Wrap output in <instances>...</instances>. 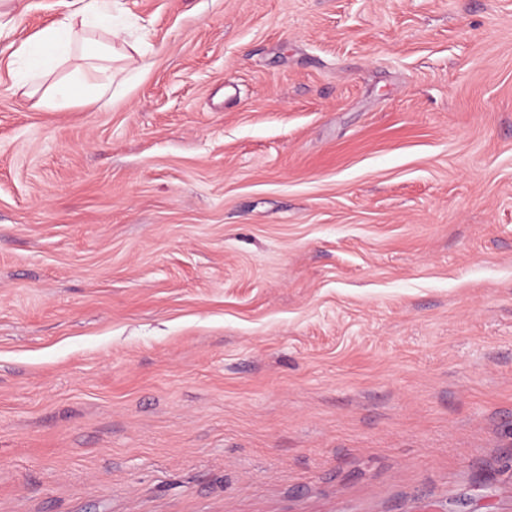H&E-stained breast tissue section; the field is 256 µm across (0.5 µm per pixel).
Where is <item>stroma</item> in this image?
I'll list each match as a JSON object with an SVG mask.
<instances>
[{
  "label": "stroma",
  "instance_id": "obj_1",
  "mask_svg": "<svg viewBox=\"0 0 512 512\" xmlns=\"http://www.w3.org/2000/svg\"><path fill=\"white\" fill-rule=\"evenodd\" d=\"M0 512H512V0H119L10 89ZM69 12L51 27L36 32L13 53L8 67L13 78L10 87L27 88L29 95H36L45 77L52 74L63 60L78 50L86 63L70 76L51 87V97L46 103L62 106L69 103L79 91H87L88 98L101 102L112 87L116 71L98 65L113 44L102 43L88 36L90 29L105 32L119 39L123 29L116 25L114 2L117 0H70Z\"/></svg>",
  "mask_w": 512,
  "mask_h": 512
}]
</instances>
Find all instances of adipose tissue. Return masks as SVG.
<instances>
[{
    "mask_svg": "<svg viewBox=\"0 0 512 512\" xmlns=\"http://www.w3.org/2000/svg\"><path fill=\"white\" fill-rule=\"evenodd\" d=\"M105 32L111 39L121 37L115 23L113 0H71L69 12L51 27L36 32L13 53L8 67L14 86L36 95L45 77L52 74L72 53H80L84 64L70 76L55 82L49 105L69 103L78 92H87L92 102H101L116 78L103 66L102 58L112 49L109 43L91 39L89 30Z\"/></svg>",
    "mask_w": 512,
    "mask_h": 512,
    "instance_id": "ef3b65f1",
    "label": "adipose tissue"
}]
</instances>
